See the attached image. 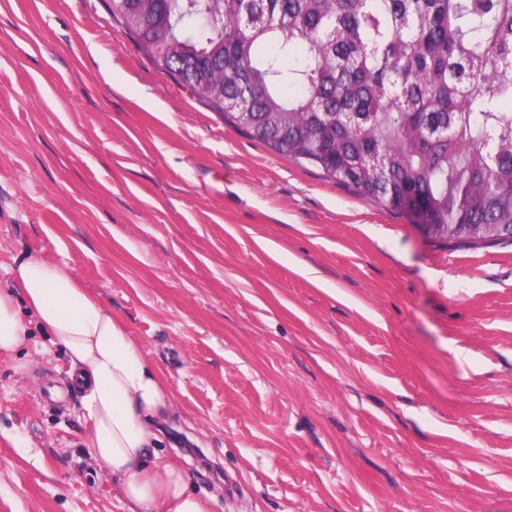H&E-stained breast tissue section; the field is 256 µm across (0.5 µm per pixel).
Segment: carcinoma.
<instances>
[{
    "instance_id": "obj_1",
    "label": "carcinoma",
    "mask_w": 512,
    "mask_h": 512,
    "mask_svg": "<svg viewBox=\"0 0 512 512\" xmlns=\"http://www.w3.org/2000/svg\"><path fill=\"white\" fill-rule=\"evenodd\" d=\"M112 6L157 68L273 152L423 214L439 242L512 240V0Z\"/></svg>"
}]
</instances>
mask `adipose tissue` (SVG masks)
Masks as SVG:
<instances>
[{
  "mask_svg": "<svg viewBox=\"0 0 512 512\" xmlns=\"http://www.w3.org/2000/svg\"><path fill=\"white\" fill-rule=\"evenodd\" d=\"M8 275L0 286V355L14 353L33 328L66 352L91 456L118 480L128 512H213V499L191 491L189 473L155 449L177 403L142 342L69 264L23 258Z\"/></svg>",
  "mask_w": 512,
  "mask_h": 512,
  "instance_id": "ef3b65f1",
  "label": "adipose tissue"
}]
</instances>
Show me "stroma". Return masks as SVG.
I'll list each match as a JSON object with an SVG mask.
<instances>
[{"mask_svg":"<svg viewBox=\"0 0 512 512\" xmlns=\"http://www.w3.org/2000/svg\"><path fill=\"white\" fill-rule=\"evenodd\" d=\"M70 263L233 512H512V243L456 247L225 123L105 0H0V281ZM69 363L0 357V512H125Z\"/></svg>","mask_w":512,"mask_h":512,"instance_id":"obj_1","label":"stroma"}]
</instances>
